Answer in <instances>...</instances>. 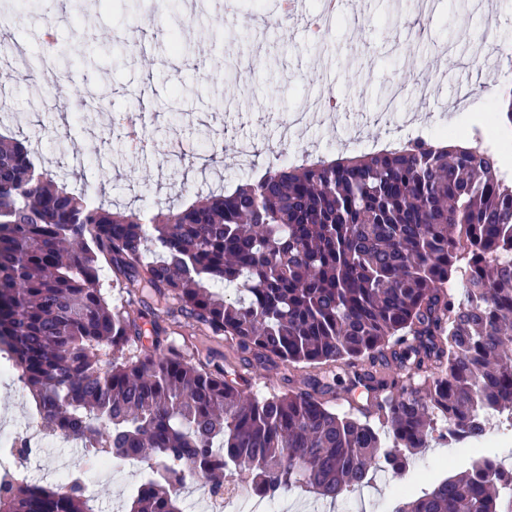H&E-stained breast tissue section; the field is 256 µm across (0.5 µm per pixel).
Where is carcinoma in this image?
I'll list each match as a JSON object with an SVG mask.
<instances>
[{
    "label": "carcinoma",
    "instance_id": "obj_1",
    "mask_svg": "<svg viewBox=\"0 0 512 512\" xmlns=\"http://www.w3.org/2000/svg\"><path fill=\"white\" fill-rule=\"evenodd\" d=\"M480 128L466 148L419 137L337 160L288 162L231 191L147 219L112 210L0 135V354L48 434H76L145 476L125 512H180L192 477L336 501L413 459L447 425L512 430V176ZM142 289L241 360L346 368L373 392L338 412L316 378L248 393L161 338L129 356L141 327L102 292L100 272ZM455 275L463 289H448ZM392 512H512V483L475 460ZM78 472L55 486L0 472V512H98Z\"/></svg>",
    "mask_w": 512,
    "mask_h": 512
}]
</instances>
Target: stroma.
Here are the masks:
<instances>
[{
  "mask_svg": "<svg viewBox=\"0 0 512 512\" xmlns=\"http://www.w3.org/2000/svg\"><path fill=\"white\" fill-rule=\"evenodd\" d=\"M321 0H303L300 16L277 23L273 0H235L225 11L215 0H0L10 16L11 42L28 49L33 81L0 76V134L23 132L42 166L65 174L70 184L101 191L117 207L146 215L163 212L201 189L234 183L243 171L240 142L295 160L332 157L360 144L396 140L407 127L434 140L447 131L468 136L485 115L499 111L512 73L478 82L488 49L512 46V0H345L323 45L311 41L307 15ZM164 12L160 24L149 18ZM55 40L45 55V34ZM432 79V101L410 93L391 111L380 97L406 71ZM67 77L65 99L53 98L46 74ZM471 84L458 97L460 84ZM139 114L147 145L134 151L116 114ZM223 163L210 164L215 140ZM197 158L181 165L175 147ZM167 341L187 357L223 367L245 380L254 394L283 391L286 378L314 374L280 361L253 369L237 362L226 337L205 335L184 319L166 318ZM33 414L32 399L14 372L0 374V430ZM463 464L464 446L434 443L407 476L375 483L332 504V512H390L403 482L414 490L446 476V459ZM38 482L54 484L84 472L99 504L124 502L135 470L115 476L79 448H45L19 459L0 456Z\"/></svg>",
  "mask_w": 512,
  "mask_h": 512,
  "instance_id": "1",
  "label": "stroma"
}]
</instances>
